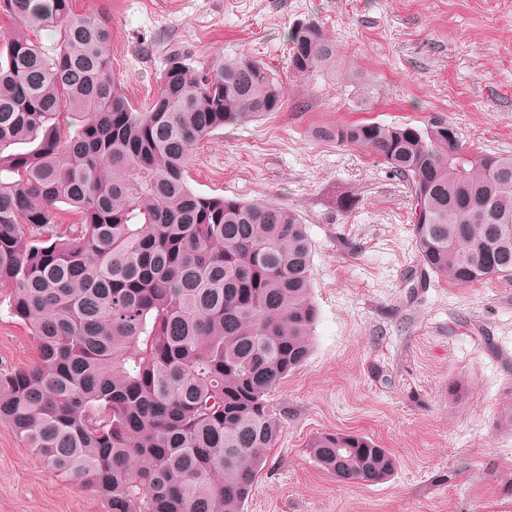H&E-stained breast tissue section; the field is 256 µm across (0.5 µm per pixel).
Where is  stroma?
<instances>
[{
    "label": "stroma",
    "instance_id": "stroma-1",
    "mask_svg": "<svg viewBox=\"0 0 512 512\" xmlns=\"http://www.w3.org/2000/svg\"><path fill=\"white\" fill-rule=\"evenodd\" d=\"M109 20L112 73L148 103L171 48L202 69L218 54L261 60L281 112L200 143L199 194L269 199L297 212L312 244L318 310L306 362L268 395L280 423L243 512H512V280L460 286L424 271L411 198L383 159L315 136L370 120H446L472 148L512 155V0H74ZM314 23L336 70L288 71V33ZM28 327L0 292V368L32 365ZM324 432L370 437L396 458L365 485L312 462ZM0 512H108L49 474L0 421Z\"/></svg>",
    "mask_w": 512,
    "mask_h": 512
}]
</instances>
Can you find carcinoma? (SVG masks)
I'll return each mask as SVG.
<instances>
[{
  "label": "carcinoma",
  "instance_id": "1",
  "mask_svg": "<svg viewBox=\"0 0 512 512\" xmlns=\"http://www.w3.org/2000/svg\"><path fill=\"white\" fill-rule=\"evenodd\" d=\"M16 28L0 61V288L38 361L0 370V420L55 475L110 512H242L280 429L268 394L307 360L312 245L273 202L196 193L198 145L281 111L263 63L175 51L135 109L112 77L110 28L73 0H0ZM61 26L57 48L37 38ZM289 73L336 70L315 25L288 37ZM314 134L374 153L409 186L420 265L459 285L512 276V155L466 147L448 122L353 123ZM65 205L80 216L59 224ZM314 463L379 483L396 459L323 433Z\"/></svg>",
  "mask_w": 512,
  "mask_h": 512
}]
</instances>
